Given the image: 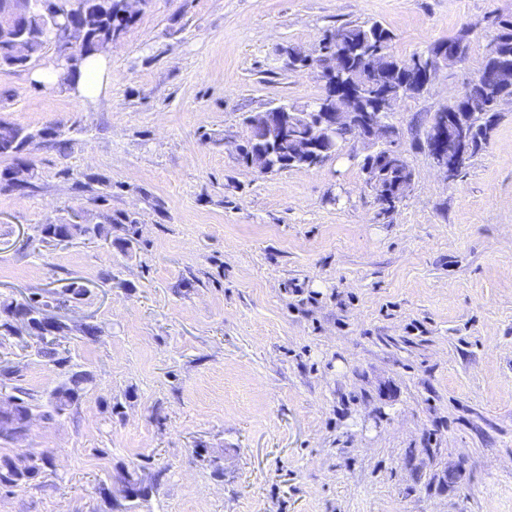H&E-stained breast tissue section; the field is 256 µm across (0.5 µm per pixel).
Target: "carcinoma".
Segmentation results:
<instances>
[{"instance_id":"cac0c4a2","label":"carcinoma","mask_w":512,"mask_h":512,"mask_svg":"<svg viewBox=\"0 0 512 512\" xmlns=\"http://www.w3.org/2000/svg\"><path fill=\"white\" fill-rule=\"evenodd\" d=\"M92 9L81 18L74 20L76 32L81 39L82 47L68 72L62 74L59 82L74 83L80 75L84 61L95 54L94 47L100 43L111 42L119 36L133 21V15L121 6V0H92ZM49 3L35 9L23 26L24 56L13 63L4 43L0 41V70H14L26 67L35 57L39 56L46 46L50 45V36L45 29L46 11ZM496 35L488 44L475 76L465 85L466 94L458 102H450L439 109L443 114L452 113L464 120L468 126L475 128L474 145L469 158H474L486 146L494 118L499 112L498 102L501 98L512 97V83L499 87L492 82V72L500 65H512V17L500 18L495 26ZM393 33L378 22L345 23L327 33L319 43L323 49L336 46L347 51L342 68L333 74L324 75L325 84L355 92L352 105L358 112L369 113L390 125H396L395 117L387 112L379 111L380 103L388 93H403L410 74H417L430 63L437 61L438 53L444 47L456 49L457 65L469 57L471 46V30L464 27L446 40L436 41L426 48L415 52L403 60L392 50ZM294 66L318 71L322 63L319 56L303 54V49L291 47L288 52ZM21 127L9 123H0V158L8 157L11 165L0 171V190L35 189L31 182L33 173H28L22 184L15 182V174L28 158L20 152L19 146L13 144ZM307 135L306 126L296 122L288 130L284 142L275 144L277 157L270 161L274 171L281 172L293 169H310L314 157L331 153H340L344 146L355 139L349 128H341L322 144L321 149L313 152L309 158L299 152ZM266 133L258 126L247 127V136L243 141L244 154L242 163L261 145ZM363 170L370 175L376 173L381 178L386 191L393 198L403 195L399 190L402 183H414V173L410 167L393 168L385 161L384 153L372 151L363 159ZM117 220L108 216L101 224H84L80 216L75 214L67 221L48 223L39 226L42 242H68L74 238L87 240L100 239L107 246H112V225ZM88 289L72 281L60 289L47 291V295L34 294L32 297L19 301H3L0 303V333L10 334L19 316L31 311L43 310L48 306L65 308L74 302L83 300ZM36 354L65 371V382L52 393V412L61 414L72 406L80 397L90 376L84 371L72 369L69 351L61 348L59 341L49 339L42 334L36 335ZM15 394L10 396L14 412L10 416L11 425L4 424L0 415V437L6 440L19 439L26 435L30 423L27 418L32 416L29 393L19 386H13ZM43 459L33 454H16L0 456V486H22L35 480L42 472Z\"/></svg>"}]
</instances>
